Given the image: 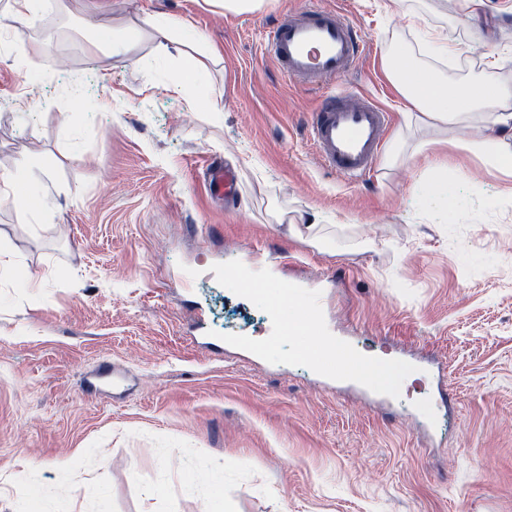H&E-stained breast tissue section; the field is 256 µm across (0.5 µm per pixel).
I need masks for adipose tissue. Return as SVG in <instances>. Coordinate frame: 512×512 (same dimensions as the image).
Instances as JSON below:
<instances>
[{"label": "adipose tissue", "mask_w": 512, "mask_h": 512, "mask_svg": "<svg viewBox=\"0 0 512 512\" xmlns=\"http://www.w3.org/2000/svg\"><path fill=\"white\" fill-rule=\"evenodd\" d=\"M384 68L426 135L448 132L462 122L475 125L466 149L486 167L512 172V85L449 84L429 66L410 65L398 54L387 57Z\"/></svg>", "instance_id": "ef3b65f1"}]
</instances>
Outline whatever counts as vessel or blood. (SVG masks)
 I'll return each mask as SVG.
<instances>
[{
    "label": "vessel or blood",
    "instance_id": "1",
    "mask_svg": "<svg viewBox=\"0 0 512 512\" xmlns=\"http://www.w3.org/2000/svg\"><path fill=\"white\" fill-rule=\"evenodd\" d=\"M268 53L286 77L316 85L355 68L367 44L338 11L310 6L269 29ZM387 118L386 109L373 103L352 105L341 95L323 99L309 125L323 167L351 179L370 172Z\"/></svg>",
    "mask_w": 512,
    "mask_h": 512
}]
</instances>
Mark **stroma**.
Instances as JSON below:
<instances>
[{
    "mask_svg": "<svg viewBox=\"0 0 512 512\" xmlns=\"http://www.w3.org/2000/svg\"><path fill=\"white\" fill-rule=\"evenodd\" d=\"M338 9L371 55L304 86L266 52L276 20ZM461 0H112L116 33L171 21L206 59L208 105L169 89L178 54L152 36L132 61L60 66L44 23L0 27V172L25 165L36 215L0 205V512H512V176L487 170L461 125L428 157L382 61L431 62L406 17L458 47L441 77L512 85V19ZM497 66L486 69L488 55ZM41 72L37 86L27 69ZM326 93L391 114L369 176L323 168L308 115ZM406 153L387 158L397 136ZM233 169L213 198L206 168ZM322 242L295 237L298 214ZM321 293L329 331L424 365L399 397L195 340L269 335L214 264ZM119 367V388L94 382ZM223 498H216V488Z\"/></svg>",
    "mask_w": 512,
    "mask_h": 512,
    "instance_id": "1",
    "label": "stroma"
}]
</instances>
